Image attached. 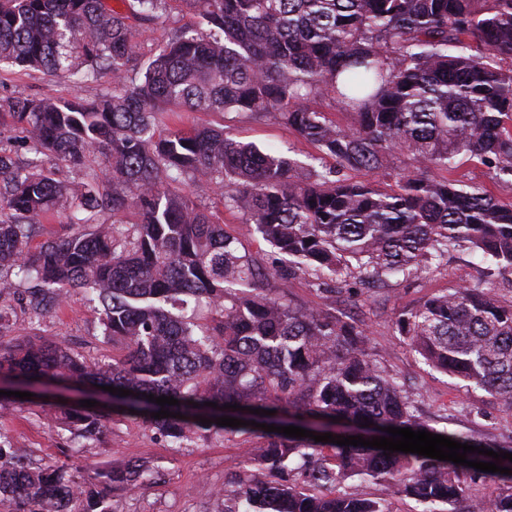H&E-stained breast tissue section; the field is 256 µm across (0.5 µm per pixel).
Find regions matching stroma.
Returning a JSON list of instances; mask_svg holds the SVG:
<instances>
[{"instance_id":"1","label":"stroma","mask_w":512,"mask_h":512,"mask_svg":"<svg viewBox=\"0 0 512 512\" xmlns=\"http://www.w3.org/2000/svg\"><path fill=\"white\" fill-rule=\"evenodd\" d=\"M194 22L193 15L183 10L180 0H174L166 17L136 28L135 39L158 48L171 38L176 28ZM111 89L112 79L107 75L77 90L67 80L40 71L18 68L0 71V98L30 95L63 100L78 93L95 99ZM182 120L188 128L221 127L236 140L262 148L291 149L301 157L314 150L313 145L297 138L271 117L242 120L230 112H186ZM187 192L223 222L225 231L238 238L241 252L257 266L269 269L276 265L277 254L261 240L252 225L242 223L237 211L225 207L219 189L197 185L188 187ZM483 268L478 255L466 249H453L439 269L394 279L358 296L341 298L337 307L347 318L367 324L372 352L388 369L405 378L415 395L420 417L430 427L460 432L473 430L507 445L512 443V406L485 391L466 389L458 380L432 369L393 329V320L399 312L419 305L427 297L484 281ZM98 321V311L89 294L77 291L57 314L41 321L34 322L27 315L18 314L10 335L14 338L56 335L69 340L77 351L94 357L105 350L98 339ZM47 411L43 404L18 405L11 413L0 415V433L12 437L15 445L30 451L34 459L66 461L70 450L49 427ZM259 447L260 441L253 435L228 433L198 438L186 448H172L146 430L140 420L119 415L113 417L105 436L91 442L83 457L102 466H116L126 459L139 458L158 470L159 478L150 487L116 497L118 512H215L216 503L200 494V484L224 485L228 472L251 468Z\"/></svg>"}]
</instances>
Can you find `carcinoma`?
Segmentation results:
<instances>
[{
  "label": "carcinoma",
  "instance_id": "1",
  "mask_svg": "<svg viewBox=\"0 0 512 512\" xmlns=\"http://www.w3.org/2000/svg\"><path fill=\"white\" fill-rule=\"evenodd\" d=\"M134 2V17L150 23L170 0ZM182 2L197 26L156 49L133 42L128 17L104 0H0V66L63 76L77 88L112 76V91L93 101L0 99L32 155L19 166L0 148L3 390L131 391L91 408L51 404L68 444L100 439L114 413L174 448L207 433L258 437L254 469L205 487L219 512H391L357 482L382 484L423 512H512V474L215 424L230 416L366 440L389 436L388 426L439 432L417 414L405 380L369 351L366 325L336 313V303L437 268L450 248L512 274V204L457 177L459 159L476 158L512 185V0ZM317 98L352 124L337 126L311 105ZM182 112L273 115L318 154L300 161L222 129H186ZM397 155L408 166L391 167ZM54 159L85 176L62 184L48 166ZM348 170L368 178L354 181ZM378 176L395 187L380 189ZM199 183L223 189L224 205L280 256L275 275L314 278L324 306L302 308L282 289L258 287L269 273L184 192ZM55 214L65 233L31 249ZM19 281L27 287L18 295ZM75 287L97 302L101 336L122 354L86 357L65 339L37 335L3 344L16 309L39 320ZM11 295L14 303L3 301ZM395 327L428 366L512 405V300L462 286L401 311ZM150 394L180 405L160 406ZM163 408L184 418L151 417ZM439 433L512 453L479 436ZM83 472L38 465L0 434L3 512H118L114 494L153 477L141 459ZM487 478L492 499L466 498Z\"/></svg>",
  "mask_w": 512,
  "mask_h": 512
}]
</instances>
